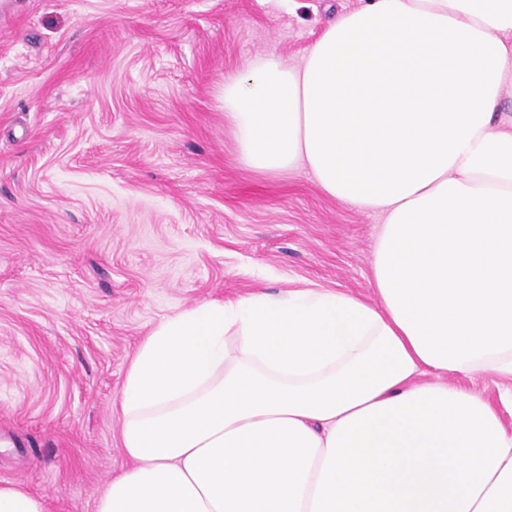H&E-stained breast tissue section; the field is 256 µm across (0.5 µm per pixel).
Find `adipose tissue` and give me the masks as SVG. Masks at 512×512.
<instances>
[{
    "label": "adipose tissue",
    "mask_w": 512,
    "mask_h": 512,
    "mask_svg": "<svg viewBox=\"0 0 512 512\" xmlns=\"http://www.w3.org/2000/svg\"><path fill=\"white\" fill-rule=\"evenodd\" d=\"M239 160L380 214L371 297L204 301L161 320L94 512H512V0H366L300 66L225 76ZM448 383L467 389L491 402H498L499 392L508 380L497 377H471L462 374H448Z\"/></svg>",
    "instance_id": "ef3b65f1"
}]
</instances>
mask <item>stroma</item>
Masks as SVG:
<instances>
[{
  "label": "stroma",
  "mask_w": 512,
  "mask_h": 512,
  "mask_svg": "<svg viewBox=\"0 0 512 512\" xmlns=\"http://www.w3.org/2000/svg\"><path fill=\"white\" fill-rule=\"evenodd\" d=\"M363 0H0V484L93 512L128 464L112 402L165 317L324 287L371 296L379 215L259 175L227 74L301 63Z\"/></svg>",
  "instance_id": "35a3bbf8"
}]
</instances>
